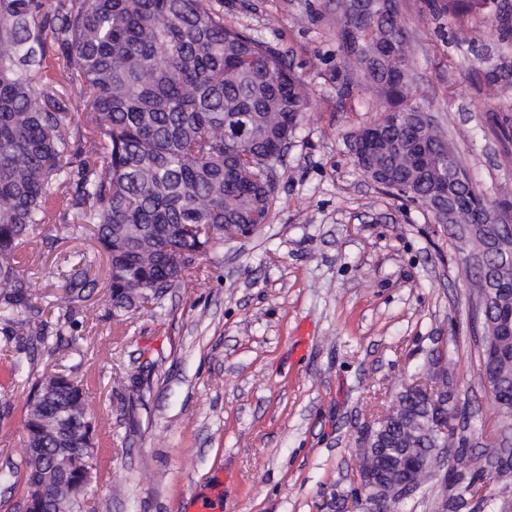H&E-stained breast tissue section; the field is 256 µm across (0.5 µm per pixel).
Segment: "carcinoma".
<instances>
[{
    "label": "carcinoma",
    "instance_id": "cac0c4a2",
    "mask_svg": "<svg viewBox=\"0 0 512 512\" xmlns=\"http://www.w3.org/2000/svg\"><path fill=\"white\" fill-rule=\"evenodd\" d=\"M368 34L341 11L337 38L355 83L372 86L383 112H419L407 71L381 50L407 40L396 0L370 21ZM57 73L76 89L73 111L47 89ZM309 105L303 79L277 47L224 25L213 0H0V321L18 343L38 342L48 355L43 310L23 289L18 248L30 230L72 218L88 230L109 262L112 318L126 323L163 307L169 291L207 272L224 225L245 237L267 223L275 190L268 181L283 143ZM91 143L79 159L72 139ZM386 188L420 202L432 177L394 168ZM90 264L63 274L68 301L80 297ZM129 403L143 399L128 375ZM395 416L377 429L390 453L417 460L444 447L435 416L419 392L398 390ZM27 486L46 484L54 449L68 448L75 483L58 512H110L86 505L93 422L76 379L38 382L26 407ZM486 460L459 449L448 483L447 512H475L470 487Z\"/></svg>",
    "mask_w": 512,
    "mask_h": 512
}]
</instances>
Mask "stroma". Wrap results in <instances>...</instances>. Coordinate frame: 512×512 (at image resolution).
<instances>
[{
  "mask_svg": "<svg viewBox=\"0 0 512 512\" xmlns=\"http://www.w3.org/2000/svg\"><path fill=\"white\" fill-rule=\"evenodd\" d=\"M472 2L452 15L432 0H397L410 83L474 187L512 207V0ZM220 7L225 25L280 48L309 92L270 219L213 245L205 280L123 327L109 315L108 258L90 233L33 230L22 274L45 320L64 305L68 263L90 261L95 285L59 353L14 376L0 360V512L24 500L25 404L47 376L84 384L96 442L88 497L109 499L112 512H194L217 489L221 512H330L357 486L363 428L439 356L469 448L491 451L499 412L474 340L468 249L452 225L356 166L350 135L379 117L380 101L365 86L339 97L336 0ZM473 29L476 43H463ZM130 372L146 380L134 407L119 381Z\"/></svg>",
  "mask_w": 512,
  "mask_h": 512,
  "instance_id": "stroma-1",
  "label": "stroma"
}]
</instances>
